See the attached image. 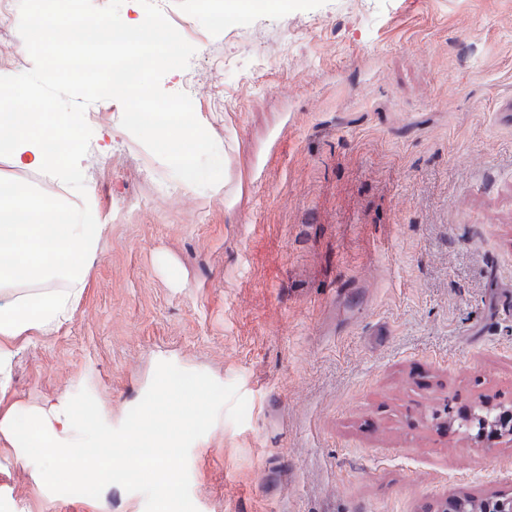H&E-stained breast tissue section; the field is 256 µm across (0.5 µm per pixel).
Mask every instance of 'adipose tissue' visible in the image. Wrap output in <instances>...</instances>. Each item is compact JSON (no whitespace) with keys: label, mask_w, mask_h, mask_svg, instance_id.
<instances>
[{"label":"adipose tissue","mask_w":512,"mask_h":512,"mask_svg":"<svg viewBox=\"0 0 512 512\" xmlns=\"http://www.w3.org/2000/svg\"><path fill=\"white\" fill-rule=\"evenodd\" d=\"M15 96V89L0 86V158L84 196L89 132L83 113L53 111L45 100L18 112ZM105 230L93 208H49L26 184L0 178V392L8 386L13 343L54 332L75 310Z\"/></svg>","instance_id":"obj_1"}]
</instances>
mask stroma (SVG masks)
Segmentation results:
<instances>
[{
    "label": "stroma",
    "mask_w": 512,
    "mask_h": 512,
    "mask_svg": "<svg viewBox=\"0 0 512 512\" xmlns=\"http://www.w3.org/2000/svg\"><path fill=\"white\" fill-rule=\"evenodd\" d=\"M196 52L178 82L224 154L181 186L101 100L87 199L106 223L71 319L16 344L0 416L87 389L119 426L159 362L237 385L189 452L197 512H443L512 498V440L432 420L512 405V0H288L214 27L163 0ZM17 27L0 76L30 70ZM0 512H145L51 493L0 440Z\"/></svg>",
    "instance_id": "1"
}]
</instances>
